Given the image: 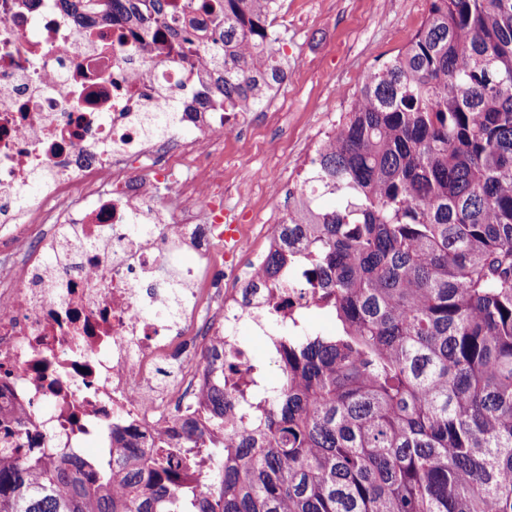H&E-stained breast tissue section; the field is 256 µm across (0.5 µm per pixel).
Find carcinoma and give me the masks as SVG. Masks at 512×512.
<instances>
[{
  "label": "carcinoma",
  "instance_id": "carcinoma-1",
  "mask_svg": "<svg viewBox=\"0 0 512 512\" xmlns=\"http://www.w3.org/2000/svg\"><path fill=\"white\" fill-rule=\"evenodd\" d=\"M129 2L66 6L128 18ZM166 2L148 4L162 36L192 6L219 32L201 65L224 111L271 100L278 0ZM180 123L156 112L150 131ZM304 184L263 270L301 265L332 331L277 338L281 382L252 366L237 431L232 394L208 387L209 430L157 440L148 466L30 470L0 447V512H512V0H429ZM207 368L237 373L216 351Z\"/></svg>",
  "mask_w": 512,
  "mask_h": 512
}]
</instances>
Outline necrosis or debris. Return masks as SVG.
I'll return each mask as SVG.
<instances>
[{"label": "necrosis or debris", "mask_w": 512, "mask_h": 512, "mask_svg": "<svg viewBox=\"0 0 512 512\" xmlns=\"http://www.w3.org/2000/svg\"><path fill=\"white\" fill-rule=\"evenodd\" d=\"M209 84L155 28L0 0V442L31 444L21 464L90 440L112 454L133 434L149 460L161 434L204 423L209 350L247 368L239 324L266 329L275 306L292 328L316 305L290 272L258 274L269 224L224 206L238 186L220 140L250 141L263 119L281 130L283 115L204 104ZM163 111L183 113L195 138L149 136L145 116ZM35 171L43 194L22 200ZM184 249L196 261L181 268Z\"/></svg>", "instance_id": "1"}]
</instances>
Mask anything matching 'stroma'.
<instances>
[{
  "label": "stroma",
  "mask_w": 512,
  "mask_h": 512,
  "mask_svg": "<svg viewBox=\"0 0 512 512\" xmlns=\"http://www.w3.org/2000/svg\"><path fill=\"white\" fill-rule=\"evenodd\" d=\"M428 7V0H286L277 23L287 77L275 101L288 124L272 156L269 131L256 128L248 154L229 170V179L243 181L250 168L263 164L271 182L303 180L308 145L325 132L327 117L341 119L364 74L404 49Z\"/></svg>",
  "instance_id": "stroma-1"
}]
</instances>
